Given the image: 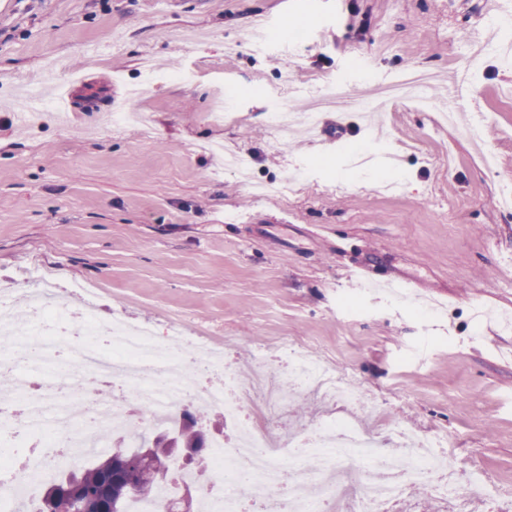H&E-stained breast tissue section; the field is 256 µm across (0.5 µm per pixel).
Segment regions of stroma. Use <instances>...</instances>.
Segmentation results:
<instances>
[{
	"instance_id": "stroma-1",
	"label": "stroma",
	"mask_w": 512,
	"mask_h": 512,
	"mask_svg": "<svg viewBox=\"0 0 512 512\" xmlns=\"http://www.w3.org/2000/svg\"><path fill=\"white\" fill-rule=\"evenodd\" d=\"M511 1L0 0V299L44 280L100 318L207 336L243 368L288 345L483 469L497 492L469 494V512H512V331L474 322L479 306L512 315V207L499 201L512 184V64L468 56L470 30ZM260 17L279 41L248 40ZM147 59L157 77L130 99ZM50 67L73 83L76 111L21 125L17 92ZM417 67L437 72L440 99L467 78L477 112L439 127L395 102L377 128L325 112L319 136L285 141L270 125L296 90L332 80L366 95ZM221 97L232 117L218 124ZM125 103L146 125L113 126ZM361 142L388 169L354 173ZM218 144L248 178L219 170ZM286 181L284 197L251 190ZM365 263L418 283L436 315L359 296L347 271Z\"/></svg>"
}]
</instances>
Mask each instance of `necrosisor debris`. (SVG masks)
Returning a JSON list of instances; mask_svg holds the SVG:
<instances>
[{"label": "necrosis or debris", "instance_id": "1", "mask_svg": "<svg viewBox=\"0 0 512 512\" xmlns=\"http://www.w3.org/2000/svg\"><path fill=\"white\" fill-rule=\"evenodd\" d=\"M435 82L423 69L402 72L376 83L360 109L414 99L455 121L456 107L430 96ZM344 102L342 87L330 83L300 110L275 109L270 124L285 135L292 113L311 123ZM0 334L8 338L0 348L17 368L12 417L33 439L21 455L0 448V503L7 506L22 489L27 512H34L41 485L58 469L79 464L76 449L91 454L105 447L123 402L89 400L93 384L118 385L159 405L150 420L135 423L138 431L172 425L193 403L223 409L233 433L213 454V481L201 487L200 498L224 512H401L415 488L467 512L465 491L496 492L479 467H462L446 440L387 422L383 407L365 403L355 381L300 352L275 358L257 352L255 370L244 377L225 361L223 348L201 337L163 340L119 318L104 323L93 312L60 304L46 289L12 306L1 301ZM300 395L320 397L331 408L316 428L283 443L251 411L259 402L272 412ZM308 457L321 458L319 471L306 468ZM271 487L277 495H268Z\"/></svg>", "mask_w": 512, "mask_h": 512}]
</instances>
